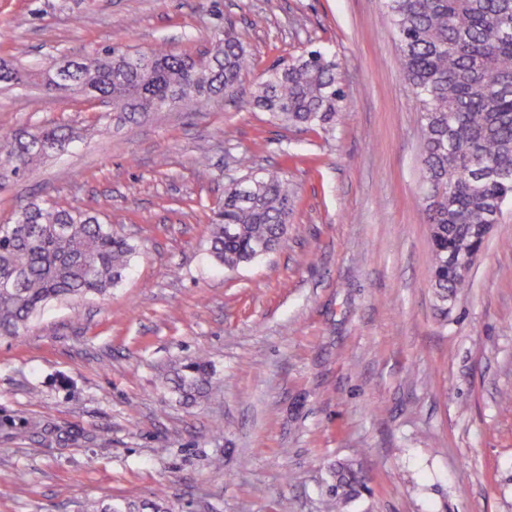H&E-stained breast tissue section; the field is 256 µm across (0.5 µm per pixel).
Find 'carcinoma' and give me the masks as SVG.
Masks as SVG:
<instances>
[{
	"label": "carcinoma",
	"mask_w": 512,
	"mask_h": 512,
	"mask_svg": "<svg viewBox=\"0 0 512 512\" xmlns=\"http://www.w3.org/2000/svg\"><path fill=\"white\" fill-rule=\"evenodd\" d=\"M398 40L405 80L421 116L422 171L432 248L430 265L439 310L448 295L470 287L451 264L476 244V230L512 202V0H383ZM248 66L231 28L202 54L108 47L63 64L60 79L43 85L93 90L133 117L181 102L236 92ZM335 58L306 50L264 71L246 109L267 112L280 125L328 132L344 112ZM72 131L33 126L7 136L0 166L17 176L54 150ZM229 184L212 208L209 253L228 270L277 250L288 234L296 196L279 172ZM139 246L90 212L31 202L0 224V335L17 336L48 304L104 297L123 281ZM173 389L185 399L212 388L209 364L178 368ZM370 488L348 465L336 467L326 512ZM170 512L156 501L100 503L93 512Z\"/></svg>",
	"instance_id": "1"
}]
</instances>
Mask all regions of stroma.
Here are the masks:
<instances>
[{"mask_svg":"<svg viewBox=\"0 0 512 512\" xmlns=\"http://www.w3.org/2000/svg\"><path fill=\"white\" fill-rule=\"evenodd\" d=\"M227 27L250 60L232 99L130 119L0 86V133H77L0 185V223L53 199L140 247L106 300L51 303L0 337V512L159 496L173 512H324L339 460L372 490L346 512H512V204L440 313L421 118L381 0H0V58L198 54ZM312 46L346 93L332 133L240 108L267 67ZM244 153L298 203L277 251L227 271L208 218ZM199 357L213 388L188 401L167 380Z\"/></svg>","mask_w":512,"mask_h":512,"instance_id":"35a3bbf8","label":"stroma"}]
</instances>
